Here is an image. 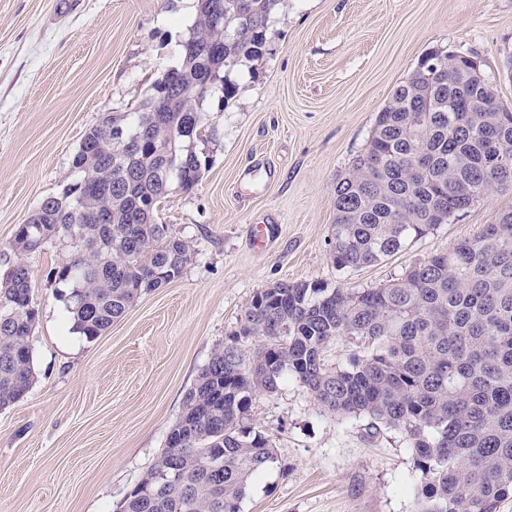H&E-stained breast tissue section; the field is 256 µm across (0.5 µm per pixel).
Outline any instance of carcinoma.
Segmentation results:
<instances>
[{
  "label": "carcinoma",
  "mask_w": 512,
  "mask_h": 512,
  "mask_svg": "<svg viewBox=\"0 0 512 512\" xmlns=\"http://www.w3.org/2000/svg\"><path fill=\"white\" fill-rule=\"evenodd\" d=\"M215 2L224 26L199 6L179 66L142 111L91 127L75 178L16 229V260L0 279L1 410L34 382L38 309L22 255L67 239L72 258L55 278L69 288L73 328L89 339L190 261L189 242L157 222L159 204L172 181L187 191L202 178V105L213 90L229 96L228 75L262 54L271 15L285 5ZM218 46L224 54H209ZM491 88L468 55L436 52L395 89L336 182V267L377 264L478 202L474 187L512 183V110ZM161 97L170 111H151ZM249 339L260 345L246 349ZM338 340L355 349L332 366L324 352ZM290 378L331 414L406 434L422 474L415 512H497L512 494V209L383 287L280 282L257 292L186 394L167 449L139 481L147 491L129 493L119 512H239L249 481L276 462L270 435L244 423L252 396Z\"/></svg>",
  "instance_id": "1"
}]
</instances>
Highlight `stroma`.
Segmentation results:
<instances>
[{"instance_id": "stroma-1", "label": "stroma", "mask_w": 512, "mask_h": 512, "mask_svg": "<svg viewBox=\"0 0 512 512\" xmlns=\"http://www.w3.org/2000/svg\"><path fill=\"white\" fill-rule=\"evenodd\" d=\"M182 0H0V272L19 224L72 180L89 128L138 111L179 65ZM436 51L480 57L512 107V0H288L266 48L203 104L199 185L172 186L160 223L191 244L169 284L100 336L76 333L54 271L59 242L26 255L39 314L35 381L0 410V512H115L166 447L183 401L256 292L277 282L360 291L476 237L512 209V187L384 261L336 267L338 176L378 113ZM272 234L255 246L252 227ZM249 423L278 461L241 512H414L420 473L404 433L323 411L295 381L254 396Z\"/></svg>"}]
</instances>
